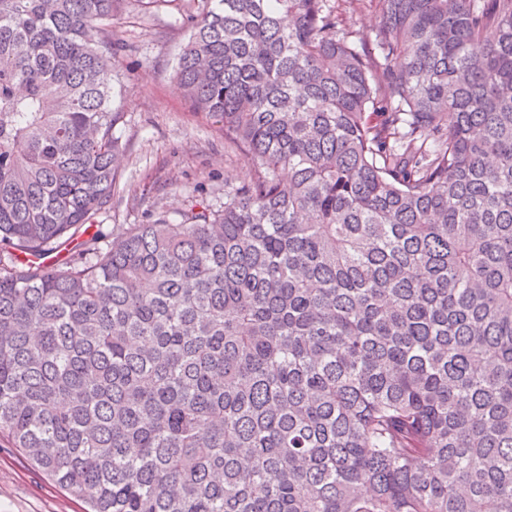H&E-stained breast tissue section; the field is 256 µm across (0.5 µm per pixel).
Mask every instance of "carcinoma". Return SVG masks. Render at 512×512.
I'll return each mask as SVG.
<instances>
[{"mask_svg": "<svg viewBox=\"0 0 512 512\" xmlns=\"http://www.w3.org/2000/svg\"><path fill=\"white\" fill-rule=\"evenodd\" d=\"M204 0L247 165L88 231L128 0H0V442L89 512H512V0ZM356 11L353 13L354 29L358 31V37L369 40L373 36L375 26L376 11L371 2L365 0L355 5Z\"/></svg>", "mask_w": 512, "mask_h": 512, "instance_id": "carcinoma-1", "label": "carcinoma"}]
</instances>
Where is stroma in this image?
<instances>
[{"label": "stroma", "instance_id": "1", "mask_svg": "<svg viewBox=\"0 0 512 512\" xmlns=\"http://www.w3.org/2000/svg\"><path fill=\"white\" fill-rule=\"evenodd\" d=\"M198 6V0L163 5L132 0L128 12L112 19L114 37L130 46L119 67L127 151L112 199L95 218L102 233L143 223L155 211L177 217L194 196L223 204L225 181L246 173L223 132L190 110L174 78V63L188 37L178 20ZM83 509L20 449L0 445V512Z\"/></svg>", "mask_w": 512, "mask_h": 512}]
</instances>
